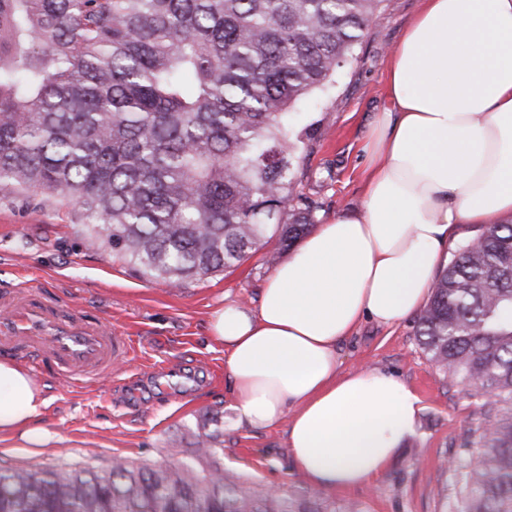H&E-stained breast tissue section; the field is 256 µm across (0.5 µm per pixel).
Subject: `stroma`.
Returning <instances> with one entry per match:
<instances>
[{
	"mask_svg": "<svg viewBox=\"0 0 512 512\" xmlns=\"http://www.w3.org/2000/svg\"><path fill=\"white\" fill-rule=\"evenodd\" d=\"M421 0H384L355 56L329 87L294 108L296 179L318 219L359 207L364 193L363 145L386 105V60ZM288 257L277 239L224 272L182 288L146 280L124 258L92 242L75 206L0 193V287L30 279L61 305L111 320L131 349L110 378L75 389L37 373L48 405L40 421L56 436L46 448L0 440V468L106 467L113 457L159 461L189 447L203 413L224 412V467L260 490L295 495L314 489L293 468L285 428L235 427L224 350L207 324L224 300L255 307L273 272L269 256ZM417 319L392 327L363 322L339 342L343 370L388 371L421 399L414 437L371 485L328 494L337 512H455L459 486L452 462L467 456V431L479 418L472 386L453 383L432 366L416 335Z\"/></svg>",
	"mask_w": 512,
	"mask_h": 512,
	"instance_id": "obj_1",
	"label": "stroma"
}]
</instances>
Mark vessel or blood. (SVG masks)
I'll list each match as a JSON object with an SVG mask.
<instances>
[{"label":"vessel or blood","mask_w":512,"mask_h":512,"mask_svg":"<svg viewBox=\"0 0 512 512\" xmlns=\"http://www.w3.org/2000/svg\"><path fill=\"white\" fill-rule=\"evenodd\" d=\"M129 351L110 321L64 310L37 286L0 290V352L67 382L92 386L109 378Z\"/></svg>","instance_id":"b4317fda"}]
</instances>
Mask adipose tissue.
<instances>
[{
    "label": "adipose tissue",
    "mask_w": 512,
    "mask_h": 512,
    "mask_svg": "<svg viewBox=\"0 0 512 512\" xmlns=\"http://www.w3.org/2000/svg\"><path fill=\"white\" fill-rule=\"evenodd\" d=\"M422 2L387 60L360 207L316 225L256 308L228 301L208 323L236 426L284 425L293 467L321 489L382 476L421 410L394 375L342 370L338 343L364 320L420 313L458 225L512 222V0ZM47 405L25 366L0 359V438L52 443Z\"/></svg>",
    "instance_id": "ef3b65f1"
}]
</instances>
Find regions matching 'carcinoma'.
Instances as JSON below:
<instances>
[{"label": "carcinoma", "mask_w": 512, "mask_h": 512, "mask_svg": "<svg viewBox=\"0 0 512 512\" xmlns=\"http://www.w3.org/2000/svg\"><path fill=\"white\" fill-rule=\"evenodd\" d=\"M381 2L0 0V188L74 202L175 287L271 232L290 248L317 206L297 191L287 109L353 57ZM417 336L484 398L456 512H512V223L453 253ZM201 429L161 463L1 468L0 512H336L225 471L224 423L207 411Z\"/></svg>", "instance_id": "carcinoma-1"}]
</instances>
